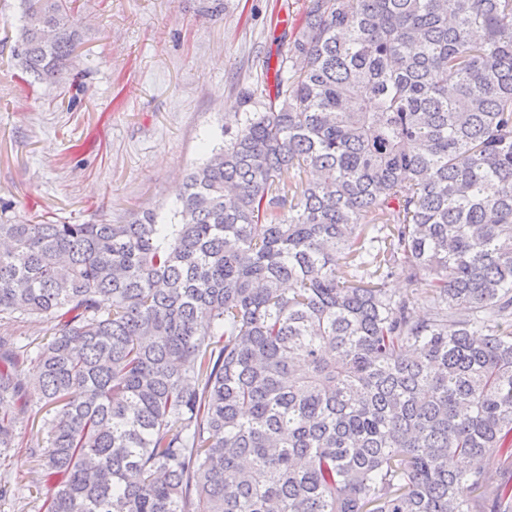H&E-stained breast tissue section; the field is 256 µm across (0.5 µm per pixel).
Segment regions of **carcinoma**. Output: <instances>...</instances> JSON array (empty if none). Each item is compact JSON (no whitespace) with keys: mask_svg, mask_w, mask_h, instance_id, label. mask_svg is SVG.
<instances>
[{"mask_svg":"<svg viewBox=\"0 0 512 512\" xmlns=\"http://www.w3.org/2000/svg\"><path fill=\"white\" fill-rule=\"evenodd\" d=\"M21 2L54 83L69 0ZM244 96L170 221L0 223L40 509L512 512V0H308ZM47 323L41 320L25 317L16 321H0L1 336H14L23 344L29 341L43 342L49 338L46 333Z\"/></svg>","mask_w":512,"mask_h":512,"instance_id":"obj_1","label":"carcinoma"}]
</instances>
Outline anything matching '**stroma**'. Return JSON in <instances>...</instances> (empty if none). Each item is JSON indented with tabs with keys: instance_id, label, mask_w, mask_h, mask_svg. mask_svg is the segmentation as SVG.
Listing matches in <instances>:
<instances>
[{
	"instance_id": "1",
	"label": "stroma",
	"mask_w": 512,
	"mask_h": 512,
	"mask_svg": "<svg viewBox=\"0 0 512 512\" xmlns=\"http://www.w3.org/2000/svg\"><path fill=\"white\" fill-rule=\"evenodd\" d=\"M74 0L80 44L53 84L16 78L20 0H0V222L165 218L185 174L222 146L241 91L274 74L306 0ZM22 448L0 457V512H38L49 486L27 446L49 415L10 409Z\"/></svg>"
}]
</instances>
